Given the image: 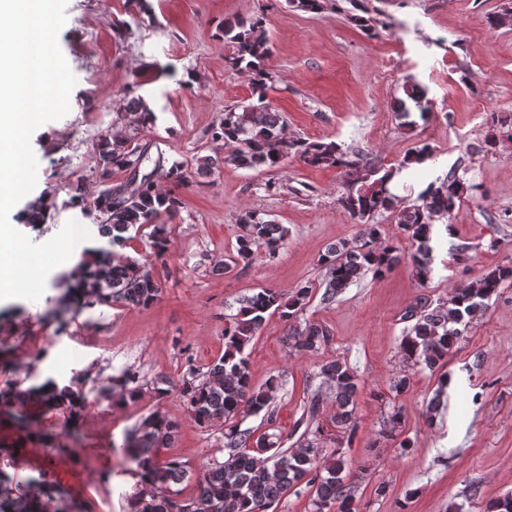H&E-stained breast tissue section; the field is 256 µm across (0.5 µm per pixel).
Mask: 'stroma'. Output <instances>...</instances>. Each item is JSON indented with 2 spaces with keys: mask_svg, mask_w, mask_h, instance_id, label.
Wrapping results in <instances>:
<instances>
[{
  "mask_svg": "<svg viewBox=\"0 0 512 512\" xmlns=\"http://www.w3.org/2000/svg\"><path fill=\"white\" fill-rule=\"evenodd\" d=\"M511 6L512 0H385V26L370 38L349 19L346 0L317 14L285 0H69L59 45L77 78L70 110L31 138L35 190L47 195L48 218L36 228L23 224L21 201L10 221L42 243L74 219L90 231L89 247L105 245L97 212L75 207L73 196L80 190L91 199L102 190L97 136L111 123L134 121L123 100L132 85L154 115L138 127L150 156L143 172L160 178L158 158L168 166L224 156L212 129L225 108L250 98L251 84L228 67L230 49L217 26L266 13L274 46L266 66L277 74L267 98L289 136L333 140L385 165L424 139L438 150L432 168H466L484 193L457 205L449 224L437 227L427 287L404 261L386 277L365 275L334 301L313 299L302 318L329 329V348L290 353L285 323L267 315L246 349L251 381L259 387L281 379L274 410L289 448L308 387L331 397L316 376L319 363L341 358L359 381V428L345 455L352 468L370 465L371 483L388 486L383 498L363 493L367 512H484L512 493V285L467 328L448 362L455 385L447 394H440L437 375L409 374L399 343L401 315L420 293L446 297L512 260V137L501 136L492 150L483 146L494 129L492 116L512 118ZM117 19L126 22V33L114 29ZM411 81L431 101L427 120L412 126L394 108ZM340 190L336 169L293 159L270 170L196 173L179 190L176 210L161 218L170 239L164 255L152 253L146 227L129 230L118 249L148 263L162 283L153 303L75 307L68 276L81 259L78 250L49 273L38 300L1 301L0 391L60 379L83 394L88 412L36 406L23 428L0 412V502L9 508L46 487L51 512H129L138 478L122 444L156 411L179 429L155 459L185 462L189 474L174 489L179 498H194L206 466L230 448L222 429L199 426L189 415L180 395L183 377L191 367L206 371L223 354L224 328L243 296L323 281L320 256L359 229L337 201ZM247 211L284 225L286 244L275 260L221 271ZM127 369L137 372L143 395L123 403L112 380ZM404 373L410 376L401 398L404 433L416 440L405 454L391 444L373 445L392 381ZM160 381L166 394L154 390ZM34 455L42 467L28 466Z\"/></svg>",
  "mask_w": 512,
  "mask_h": 512,
  "instance_id": "35a3bbf8",
  "label": "stroma"
}]
</instances>
